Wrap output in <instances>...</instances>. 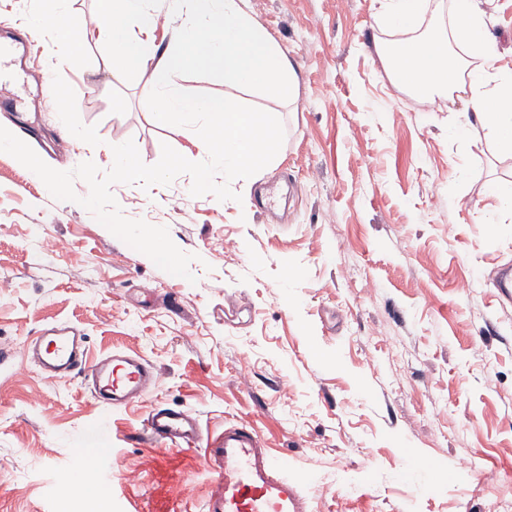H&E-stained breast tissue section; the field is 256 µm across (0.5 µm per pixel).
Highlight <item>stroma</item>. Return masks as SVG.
Segmentation results:
<instances>
[{"label":"stroma","instance_id":"35a3bbf8","mask_svg":"<svg viewBox=\"0 0 512 512\" xmlns=\"http://www.w3.org/2000/svg\"><path fill=\"white\" fill-rule=\"evenodd\" d=\"M68 0L81 47L63 56L43 19L54 0H0V34L36 28L11 66L20 111L0 110L61 171L113 164L134 141L145 164L170 145L189 160L199 138L155 122L151 72L126 81ZM298 76L291 102L255 94L285 138L273 167L235 183L240 201L192 196L182 174L160 192L117 183L123 215L169 230L196 254L189 284L118 238L85 208L54 199L0 153V512H200L214 474L199 447L149 443L152 409L191 410L203 432L248 423L295 473L316 472V512H498L512 501V223L490 182L512 189L466 99L423 110L396 86L382 48L383 0H248ZM497 64L512 68V0H487ZM39 235H32V225ZM157 371L155 387L110 408L83 377L55 379L19 358L52 325ZM109 421L107 438L98 434ZM100 441L112 491L88 466L67 480L77 439ZM477 457L475 470L457 460ZM426 464L417 485L394 481Z\"/></svg>","mask_w":512,"mask_h":512}]
</instances>
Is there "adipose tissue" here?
<instances>
[{"label": "adipose tissue", "instance_id": "1", "mask_svg": "<svg viewBox=\"0 0 512 512\" xmlns=\"http://www.w3.org/2000/svg\"><path fill=\"white\" fill-rule=\"evenodd\" d=\"M428 0H386L381 23L400 33L385 61L393 82L409 92L429 97L467 87V104L502 152L512 154V71L495 68L496 42L485 23L478 0H453L447 38L422 37L418 31ZM480 55L485 65L468 69V59Z\"/></svg>", "mask_w": 512, "mask_h": 512}]
</instances>
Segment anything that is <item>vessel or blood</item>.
Wrapping results in <instances>:
<instances>
[{
  "label": "vessel or blood",
  "instance_id": "obj_1",
  "mask_svg": "<svg viewBox=\"0 0 512 512\" xmlns=\"http://www.w3.org/2000/svg\"><path fill=\"white\" fill-rule=\"evenodd\" d=\"M24 356L36 361L51 378L88 375L94 396L115 407L141 398L156 383L153 367L139 355L115 352L90 358L84 336L68 327L44 331L28 343ZM146 430L160 443H201L203 456L215 473L202 512H314L316 477L301 478L290 472L251 426L229 425L207 436L190 411L159 406L148 415ZM102 460L96 443L81 440L68 471L75 476L89 462Z\"/></svg>",
  "mask_w": 512,
  "mask_h": 512
}]
</instances>
